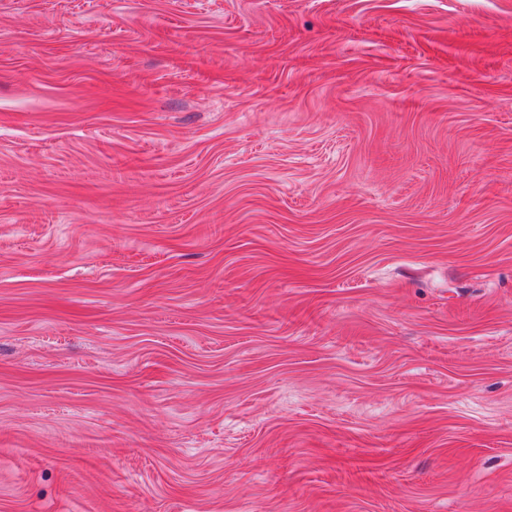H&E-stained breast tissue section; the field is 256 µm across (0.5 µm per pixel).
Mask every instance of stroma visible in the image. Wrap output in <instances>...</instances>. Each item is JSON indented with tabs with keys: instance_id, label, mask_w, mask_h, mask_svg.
<instances>
[{
	"instance_id": "stroma-1",
	"label": "stroma",
	"mask_w": 512,
	"mask_h": 512,
	"mask_svg": "<svg viewBox=\"0 0 512 512\" xmlns=\"http://www.w3.org/2000/svg\"><path fill=\"white\" fill-rule=\"evenodd\" d=\"M0 512H512V0H0Z\"/></svg>"
}]
</instances>
